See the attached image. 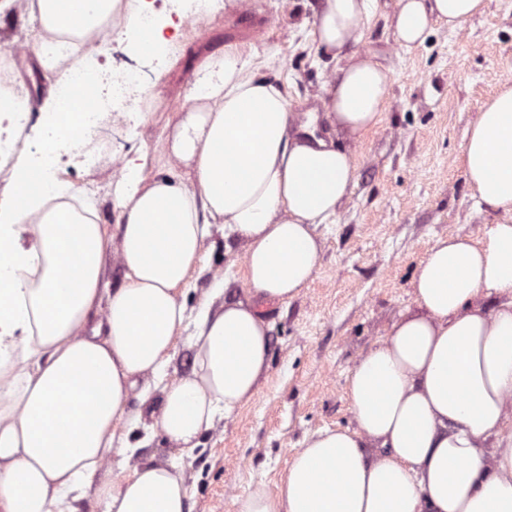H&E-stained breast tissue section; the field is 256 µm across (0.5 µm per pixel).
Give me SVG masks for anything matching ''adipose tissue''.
Segmentation results:
<instances>
[{
    "label": "adipose tissue",
    "instance_id": "ef3b65f1",
    "mask_svg": "<svg viewBox=\"0 0 512 512\" xmlns=\"http://www.w3.org/2000/svg\"><path fill=\"white\" fill-rule=\"evenodd\" d=\"M370 0H325L311 40L346 65L328 89L333 132L359 139L386 109L390 73L351 52ZM485 0H396V40L411 47L436 24L457 30ZM120 0H0V19L25 12L45 31L88 32ZM191 103L164 151L175 162L145 180L127 161L113 184L121 287L103 266L111 237L62 196L56 147L39 164L27 208L0 186V512H73L95 489L102 512H189L188 489L164 465L124 446L136 426L127 402L160 375L185 329L186 287L206 261L214 224L244 248L249 300L198 308L189 375L162 390L155 420L183 454L216 417L231 418L259 392L270 327L255 299L285 302L317 268L319 225L355 179L352 156L294 125L287 95L227 48L195 65ZM466 184L503 215L481 239L438 237L413 282L414 305L350 369L351 428L325 429L294 454L276 493L258 489L239 512H512V85L481 106L466 130ZM39 213L29 245L20 239ZM497 299L495 308L478 297ZM121 456L125 473L98 482Z\"/></svg>",
    "mask_w": 512,
    "mask_h": 512
}]
</instances>
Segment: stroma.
Wrapping results in <instances>:
<instances>
[{
    "instance_id": "obj_1",
    "label": "stroma",
    "mask_w": 512,
    "mask_h": 512,
    "mask_svg": "<svg viewBox=\"0 0 512 512\" xmlns=\"http://www.w3.org/2000/svg\"><path fill=\"white\" fill-rule=\"evenodd\" d=\"M223 3L222 12L205 18L203 37L185 38L160 62L122 43L98 60V69L141 74L155 89L124 125L104 131L121 139L127 158L160 154L167 126L194 83L196 59L227 45L257 62V77L279 85L292 111L315 110L325 98L345 60L311 43L323 0H248L245 22L239 0ZM370 12L353 49L377 54L389 69L386 114L359 141H337L352 153L356 179L335 218L317 228L322 251L308 288L294 299L259 305L271 328V360L257 398L216 421L190 457L153 428L138 394L129 398L130 415L140 418L129 444L141 460L172 466L189 490L191 512H238L239 499L255 488L275 492L308 437L353 426L348 372L412 306L411 284L434 240L478 238L497 220L471 198L462 152L482 103L512 82V0H487L484 13L461 29L434 28L412 48L395 40L394 0H372ZM203 250L206 266L188 285V309L209 298L217 273L226 298L245 296L242 245L225 243L215 224Z\"/></svg>"
}]
</instances>
